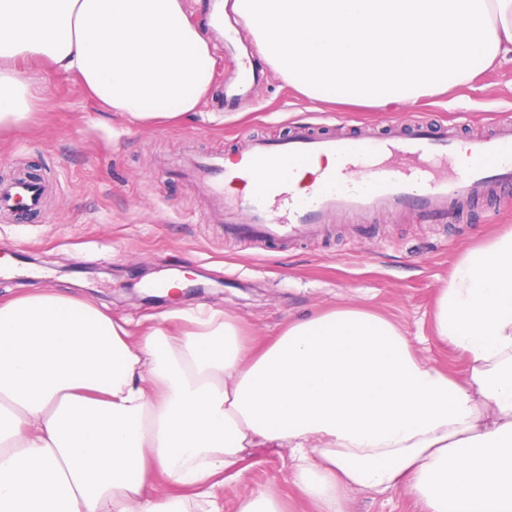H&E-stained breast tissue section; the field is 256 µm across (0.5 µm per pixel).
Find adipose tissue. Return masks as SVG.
Returning <instances> with one entry per match:
<instances>
[{"mask_svg":"<svg viewBox=\"0 0 512 512\" xmlns=\"http://www.w3.org/2000/svg\"><path fill=\"white\" fill-rule=\"evenodd\" d=\"M264 58L323 103L442 95L512 53V0H235ZM77 78L134 127L183 121L215 57L183 0H0V131L36 107L23 65ZM435 334L463 378L355 305L251 352L239 321L176 307L140 330L61 291L0 301V512H221L256 448L287 449L318 512L407 490L424 512H512V229L456 260ZM191 488L155 494L158 476Z\"/></svg>","mask_w":512,"mask_h":512,"instance_id":"1","label":"adipose tissue"}]
</instances>
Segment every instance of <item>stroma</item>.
<instances>
[{"mask_svg":"<svg viewBox=\"0 0 512 512\" xmlns=\"http://www.w3.org/2000/svg\"><path fill=\"white\" fill-rule=\"evenodd\" d=\"M190 21L216 58L212 90L199 114L181 124L139 129L103 116L68 76L34 71L42 110L0 135V178L25 171L47 187L41 212L0 219V298L61 288L89 297L112 317L138 323L173 307L220 308L239 319L251 345L262 346L288 321L356 304L397 322L414 348L461 377L464 357L434 334L432 306L455 259L486 237L512 227V187L474 195L460 219L423 223L416 211L383 212L354 222L337 214L323 233L258 248L210 224L211 203L199 183L165 176V159L206 152L233 154L243 137L278 138L298 125L326 132L374 126L388 132L402 119L458 126L478 134L512 121V54L447 95L379 110L323 104L288 85L255 51L232 5L224 30L207 24L208 0H185ZM181 274V291L143 302L151 283ZM248 480L225 484L224 512L258 488L275 490L288 512H300L287 453L259 451L244 461ZM350 512H417L403 491L352 492Z\"/></svg>","mask_w":512,"mask_h":512,"instance_id":"35a3bbf8","label":"stroma"}]
</instances>
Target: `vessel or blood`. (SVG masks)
Segmentation results:
<instances>
[{
	"label": "vessel or blood",
	"instance_id": "b4317fda",
	"mask_svg": "<svg viewBox=\"0 0 512 512\" xmlns=\"http://www.w3.org/2000/svg\"><path fill=\"white\" fill-rule=\"evenodd\" d=\"M467 162L455 167L459 152ZM334 158L304 194L291 188V167ZM268 177L255 181L257 169ZM358 169V182L345 181ZM179 175L207 181L220 215L245 213L225 231L244 241L297 239L320 230L334 213L368 215L414 209L424 223L445 224L486 182L512 184V122L495 123L487 134L462 139L457 131L426 125L414 133L385 135L368 129L345 134L298 126L281 139L251 137L232 156L182 162ZM44 190L23 178L0 184V213L26 214L43 205Z\"/></svg>",
	"mask_w": 512,
	"mask_h": 512
}]
</instances>
